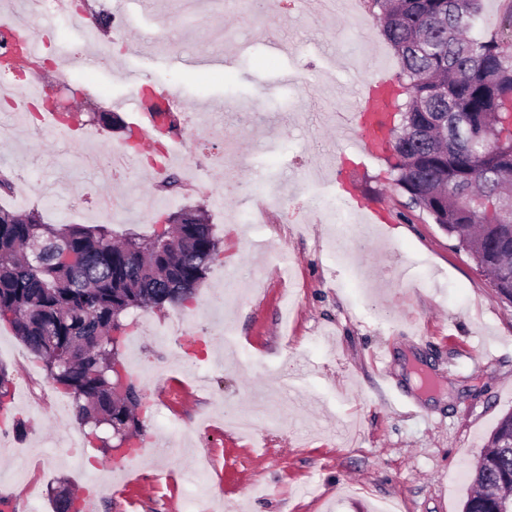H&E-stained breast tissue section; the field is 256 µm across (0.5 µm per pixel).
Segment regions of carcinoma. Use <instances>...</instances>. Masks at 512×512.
Listing matches in <instances>:
<instances>
[{"label":"carcinoma","mask_w":512,"mask_h":512,"mask_svg":"<svg viewBox=\"0 0 512 512\" xmlns=\"http://www.w3.org/2000/svg\"><path fill=\"white\" fill-rule=\"evenodd\" d=\"M397 55L409 102L392 140L396 185L457 238L504 300L512 303V54L503 39L466 36L482 0H370ZM148 235L107 224H46L37 210L0 208V324L9 325L73 397L77 418L137 439L145 394L119 387L113 334L130 308L192 298L219 240L202 211L185 207ZM12 380L0 366V411ZM464 512H496L512 494V412L505 414L469 473Z\"/></svg>","instance_id":"1"}]
</instances>
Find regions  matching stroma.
I'll return each mask as SVG.
<instances>
[{
	"instance_id": "obj_1",
	"label": "stroma",
	"mask_w": 512,
	"mask_h": 512,
	"mask_svg": "<svg viewBox=\"0 0 512 512\" xmlns=\"http://www.w3.org/2000/svg\"><path fill=\"white\" fill-rule=\"evenodd\" d=\"M197 2L203 28L185 0H90L126 16L122 33L106 32L107 64L95 71L66 65L83 49L91 10L67 21L44 12L43 66L64 75L48 87L79 105L80 123L58 141L0 107V170L14 180L1 207L38 210L49 224L146 232L153 219L136 201L148 192L167 212L204 207L221 241L192 299L125 317L120 358L149 404L135 500L114 494L123 473H100L107 459L85 440L71 397L51 396L42 362L0 326V365L25 424L0 449V497L11 512H52L50 491L64 480L94 498V512H183L195 499L207 512H376L384 500L400 512H462L467 473L512 411V304L454 238L409 208L388 158L361 163L336 133V114L351 108L345 89L400 73L377 18L367 0L330 10L300 0ZM190 53L228 62L187 68L180 60ZM130 73L178 94L183 137L166 144L165 174L131 162L104 181L85 159L98 147L124 149L125 134L95 112L129 96ZM207 102L223 105V132L206 128ZM219 152L223 161L190 185L188 165ZM338 166L355 170L358 201L337 183ZM169 174L178 186L167 192ZM244 182L259 198L241 192ZM108 192L117 207L103 215L92 197ZM360 204L380 207L388 232L364 223ZM178 322L199 347L167 343ZM380 349L409 408L379 402L370 354ZM260 403L251 432L220 428L221 411L254 414ZM70 434L83 461L69 459ZM31 446L43 451L33 499L11 482L15 449Z\"/></svg>"
}]
</instances>
